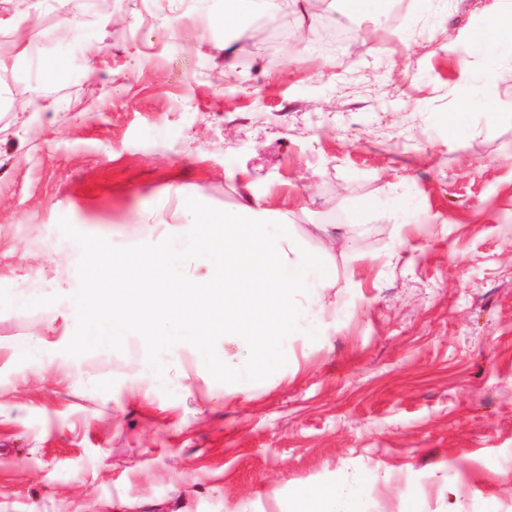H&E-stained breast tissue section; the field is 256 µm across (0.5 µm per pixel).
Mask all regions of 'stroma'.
Masks as SVG:
<instances>
[{
	"instance_id": "1",
	"label": "stroma",
	"mask_w": 512,
	"mask_h": 512,
	"mask_svg": "<svg viewBox=\"0 0 512 512\" xmlns=\"http://www.w3.org/2000/svg\"><path fill=\"white\" fill-rule=\"evenodd\" d=\"M498 9L377 0L353 53L328 39L337 0H305L272 47L259 15L215 25L224 0H0L13 298L71 283L60 218L159 242L190 197L286 217L340 277L320 336L245 393L189 349L160 385L140 352L73 357L51 311H0V512H288L354 474L372 512H512V78L470 47Z\"/></svg>"
}]
</instances>
